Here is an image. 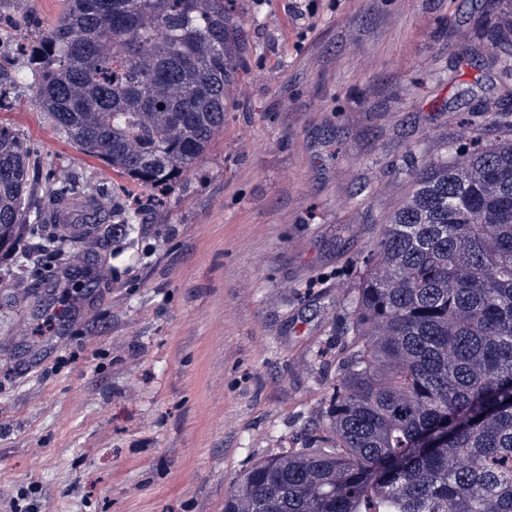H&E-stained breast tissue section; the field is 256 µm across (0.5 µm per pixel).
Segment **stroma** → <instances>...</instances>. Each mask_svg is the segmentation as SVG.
Here are the masks:
<instances>
[{
	"mask_svg": "<svg viewBox=\"0 0 512 512\" xmlns=\"http://www.w3.org/2000/svg\"><path fill=\"white\" fill-rule=\"evenodd\" d=\"M60 0H0V123L30 143L27 219L62 183L90 189L91 237L29 267L0 250V512L35 485L47 512H224L281 437L322 422L350 292L415 166L472 136L503 78L471 47L484 0H237L246 48L224 130L113 253L112 193L19 80V22Z\"/></svg>",
	"mask_w": 512,
	"mask_h": 512,
	"instance_id": "obj_1",
	"label": "stroma"
}]
</instances>
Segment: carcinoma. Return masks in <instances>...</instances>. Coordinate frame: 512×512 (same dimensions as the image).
I'll list each match as a JSON object with an SVG mask.
<instances>
[{"instance_id": "obj_1", "label": "carcinoma", "mask_w": 512, "mask_h": 512, "mask_svg": "<svg viewBox=\"0 0 512 512\" xmlns=\"http://www.w3.org/2000/svg\"><path fill=\"white\" fill-rule=\"evenodd\" d=\"M207 3L201 10L200 2ZM236 0H64L25 44L33 102L87 156L169 189L207 154L243 59ZM484 64L512 78V0ZM512 112L486 98L466 125ZM31 150L0 124V247L19 245ZM318 433L254 464L224 512H512V137L411 175L364 260Z\"/></svg>"}]
</instances>
